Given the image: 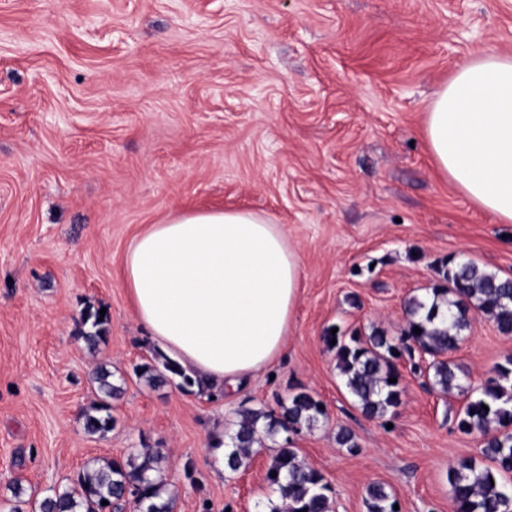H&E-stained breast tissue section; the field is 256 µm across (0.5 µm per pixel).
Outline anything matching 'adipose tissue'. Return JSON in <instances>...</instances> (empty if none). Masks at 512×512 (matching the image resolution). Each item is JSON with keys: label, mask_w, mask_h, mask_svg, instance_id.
Instances as JSON below:
<instances>
[{"label": "adipose tissue", "mask_w": 512, "mask_h": 512, "mask_svg": "<svg viewBox=\"0 0 512 512\" xmlns=\"http://www.w3.org/2000/svg\"><path fill=\"white\" fill-rule=\"evenodd\" d=\"M424 134L437 168L512 224V55L481 52L460 66L426 112ZM122 282L158 350L235 390L280 357L302 263L265 216L189 211L132 240Z\"/></svg>", "instance_id": "ef3b65f1"}]
</instances>
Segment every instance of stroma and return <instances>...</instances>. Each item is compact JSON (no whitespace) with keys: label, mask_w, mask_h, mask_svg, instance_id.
<instances>
[{"label":"stroma","mask_w":512,"mask_h":512,"mask_svg":"<svg viewBox=\"0 0 512 512\" xmlns=\"http://www.w3.org/2000/svg\"><path fill=\"white\" fill-rule=\"evenodd\" d=\"M482 50L512 55V0H0V512H34L136 448L161 450L179 512H265L269 451L221 471L207 440L299 392L327 419L290 441L332 512H367L374 482L400 512H449V466L483 447L456 427L464 396L404 357L400 406L367 416L323 337L398 335L452 260L512 276V224L441 174L424 137L437 92ZM185 209L268 216L302 260L282 356L231 397L133 372L164 357L132 315L123 256ZM89 309L108 316L94 348ZM509 357L512 335L478 314L447 354L475 386ZM100 367L123 392L92 434Z\"/></svg>","instance_id":"1"}]
</instances>
